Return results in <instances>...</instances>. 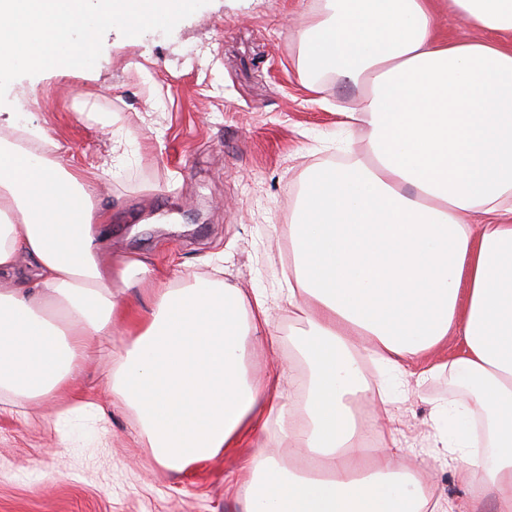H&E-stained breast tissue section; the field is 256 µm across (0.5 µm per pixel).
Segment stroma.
I'll return each instance as SVG.
<instances>
[{
    "label": "stroma",
    "mask_w": 512,
    "mask_h": 512,
    "mask_svg": "<svg viewBox=\"0 0 512 512\" xmlns=\"http://www.w3.org/2000/svg\"><path fill=\"white\" fill-rule=\"evenodd\" d=\"M322 0H208L171 34L108 30L93 68L54 67L14 80L1 112L51 142V160L82 171L110 217L103 258H142L172 281L221 280L273 301V341L247 345L249 370L290 366L307 376L289 307L288 227L309 171L368 155L370 130L346 125L348 87L310 83L298 67L296 32ZM371 397L365 435L387 422L407 448H426L434 402L461 390L453 373L427 377L417 393L380 408L390 366L361 356ZM78 391L98 395L108 432L71 425L55 445L57 406L0 410V512H241L246 448L178 473L158 469L134 409L112 401V363L89 359Z\"/></svg>",
    "instance_id": "35a3bbf8"
}]
</instances>
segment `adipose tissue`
Returning <instances> with one entry per match:
<instances>
[{
  "label": "adipose tissue",
  "instance_id": "ef3b65f1",
  "mask_svg": "<svg viewBox=\"0 0 512 512\" xmlns=\"http://www.w3.org/2000/svg\"><path fill=\"white\" fill-rule=\"evenodd\" d=\"M437 2L324 0L297 35L300 70L356 89L345 121L372 132L369 158L309 174L288 227V301L307 305L298 400L283 396L286 368L247 372L246 338L270 333L263 293L177 287L141 259L113 268L84 174L0 148V273L22 257L37 270L0 283V403L60 399L63 414L106 421L73 390L104 354L158 466L181 472L249 446L245 512H512V224L496 221L512 198V0H448L490 42L440 37ZM469 214L486 221L471 228ZM143 274L155 283L147 317L126 298ZM452 336L462 352L448 369L469 388L435 408L426 463L401 459L394 427L367 455L352 411L366 391L359 351L401 357L404 380ZM444 464L465 474L463 495L437 496L429 475Z\"/></svg>",
  "mask_w": 512,
  "mask_h": 512
}]
</instances>
